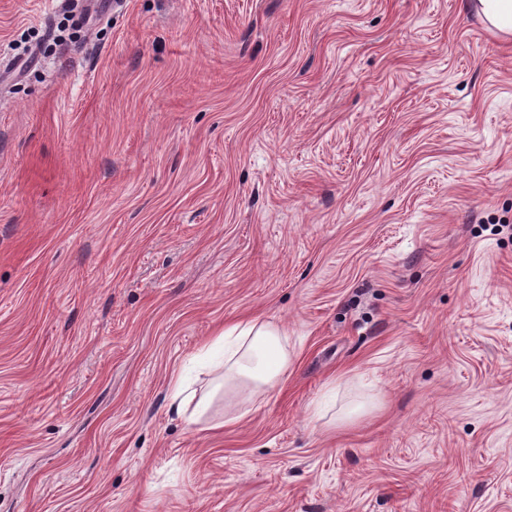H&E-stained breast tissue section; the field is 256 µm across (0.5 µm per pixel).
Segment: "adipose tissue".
Masks as SVG:
<instances>
[{
    "mask_svg": "<svg viewBox=\"0 0 512 512\" xmlns=\"http://www.w3.org/2000/svg\"><path fill=\"white\" fill-rule=\"evenodd\" d=\"M286 336L271 321H240L222 330L197 354L199 362L217 371L211 389L196 394L186 379L172 388V405L186 423H197L214 392L235 383L250 384L257 393L266 392L288 367Z\"/></svg>",
    "mask_w": 512,
    "mask_h": 512,
    "instance_id": "obj_1",
    "label": "adipose tissue"
}]
</instances>
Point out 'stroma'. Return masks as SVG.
<instances>
[{
  "instance_id": "obj_1",
  "label": "stroma",
  "mask_w": 512,
  "mask_h": 512,
  "mask_svg": "<svg viewBox=\"0 0 512 512\" xmlns=\"http://www.w3.org/2000/svg\"><path fill=\"white\" fill-rule=\"evenodd\" d=\"M83 6L0 0V512H512V36ZM251 318L287 372L186 424Z\"/></svg>"
}]
</instances>
